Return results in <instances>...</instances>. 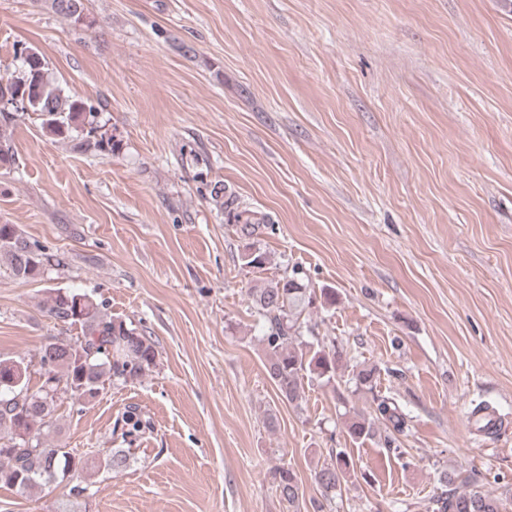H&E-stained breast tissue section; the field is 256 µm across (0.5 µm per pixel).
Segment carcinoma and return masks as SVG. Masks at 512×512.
I'll use <instances>...</instances> for the list:
<instances>
[{
	"label": "carcinoma",
	"mask_w": 512,
	"mask_h": 512,
	"mask_svg": "<svg viewBox=\"0 0 512 512\" xmlns=\"http://www.w3.org/2000/svg\"><path fill=\"white\" fill-rule=\"evenodd\" d=\"M50 5L74 23L84 22L83 0H50ZM45 65L38 51L25 49L18 67L0 76V101L18 100L20 111L37 115L43 131L53 138L67 140L74 132L85 131L86 137L75 144L81 152L112 149V137L96 120L94 107L50 81ZM9 121V114L0 110V168L6 169L15 163L11 138L5 130ZM212 199L222 203L227 221L239 225L245 238L254 234L255 226L266 223L265 217L240 208L237 197L226 193L222 184L213 188ZM243 260L250 268L262 269L269 257L249 244ZM61 263L58 254L29 240L18 225L0 224V265L16 278L34 280ZM319 298L324 307L336 304L333 290L323 289L317 294L293 277L272 280L252 292L253 307L265 324V369L279 398L289 403L302 398L305 377L333 380L342 359V351L335 344L303 338L301 315ZM40 306L54 321L79 329L81 336L74 340L52 336L40 345L32 360H0V486L24 494L41 485H63L70 497L85 499L90 497V488L83 474L89 468L109 473L125 467L128 457L123 449L95 454L48 441L46 434L56 426L58 402L68 399L74 404H90L110 386L143 378L156 366L158 350L151 337L129 327L86 293L54 289ZM35 365L40 385L34 390L30 381ZM378 376L375 367L359 369L353 375L356 389L373 392ZM50 383L61 392L49 400L45 388ZM20 394L27 402L19 408L13 400ZM377 422L389 429L383 441L385 450L402 455L398 435L405 431L406 414L392 398L377 400L373 418L354 414L346 430L353 441H362L374 435ZM354 474L355 463L343 450L333 452L330 461L315 468L320 498L311 501L313 512H324L342 483ZM273 478L288 510L300 512L304 491L294 471L278 466ZM511 500L504 493L494 495L478 485L459 491L445 478L432 504L433 512H507Z\"/></svg>",
	"instance_id": "carcinoma-1"
}]
</instances>
